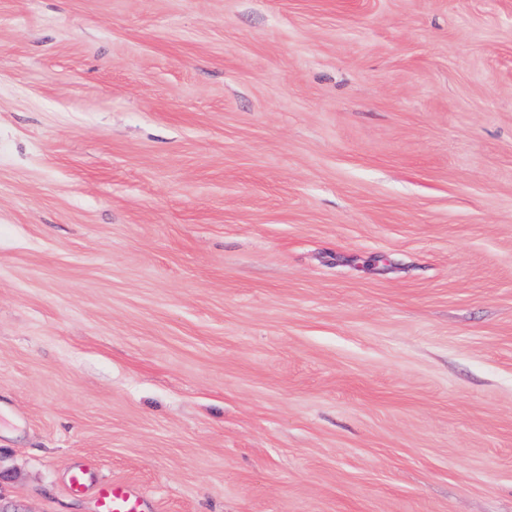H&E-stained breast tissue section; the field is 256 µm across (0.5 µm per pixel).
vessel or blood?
<instances>
[{
    "instance_id": "obj_1",
    "label": "vessel or blood",
    "mask_w": 512,
    "mask_h": 512,
    "mask_svg": "<svg viewBox=\"0 0 512 512\" xmlns=\"http://www.w3.org/2000/svg\"><path fill=\"white\" fill-rule=\"evenodd\" d=\"M68 484L76 494L93 491L98 512H149L147 497L135 481L115 479L98 484L87 466L76 465L69 471Z\"/></svg>"
}]
</instances>
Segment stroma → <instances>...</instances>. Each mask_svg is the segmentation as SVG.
Returning a JSON list of instances; mask_svg holds the SVG:
<instances>
[{
	"label": "stroma",
	"mask_w": 512,
	"mask_h": 512,
	"mask_svg": "<svg viewBox=\"0 0 512 512\" xmlns=\"http://www.w3.org/2000/svg\"><path fill=\"white\" fill-rule=\"evenodd\" d=\"M512 512V0H0V499ZM97 512L149 511L147 497L141 486L132 480L112 479L94 485Z\"/></svg>",
	"instance_id": "obj_1"
}]
</instances>
